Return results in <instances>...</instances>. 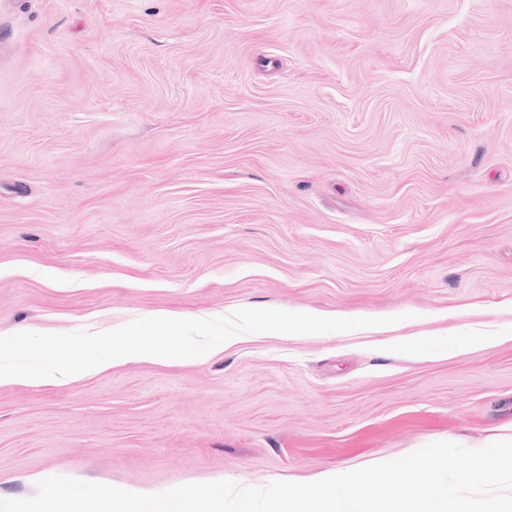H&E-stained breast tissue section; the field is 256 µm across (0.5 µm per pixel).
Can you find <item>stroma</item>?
<instances>
[{
  "label": "stroma",
  "mask_w": 512,
  "mask_h": 512,
  "mask_svg": "<svg viewBox=\"0 0 512 512\" xmlns=\"http://www.w3.org/2000/svg\"><path fill=\"white\" fill-rule=\"evenodd\" d=\"M243 307L398 322L2 386L0 498L511 423L512 0H0V336Z\"/></svg>",
  "instance_id": "obj_1"
}]
</instances>
